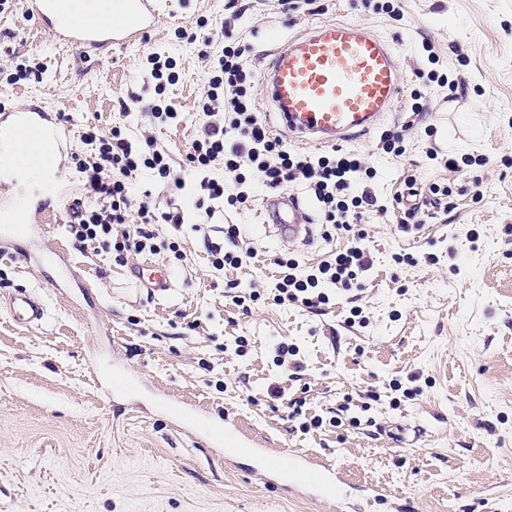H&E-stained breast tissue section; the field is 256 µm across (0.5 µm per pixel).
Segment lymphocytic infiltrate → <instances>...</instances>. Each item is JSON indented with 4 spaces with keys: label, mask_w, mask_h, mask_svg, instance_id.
I'll return each mask as SVG.
<instances>
[{
    "label": "lymphocytic infiltrate",
    "mask_w": 512,
    "mask_h": 512,
    "mask_svg": "<svg viewBox=\"0 0 512 512\" xmlns=\"http://www.w3.org/2000/svg\"><path fill=\"white\" fill-rule=\"evenodd\" d=\"M245 53V47L228 29L222 50L207 58V84L195 103L200 120L198 135L187 161L193 173L189 185L208 221L191 226L202 236L213 270L237 267L243 256L233 251L232 245L241 229L236 224H211L217 209L249 207L253 195L247 175L251 172L271 192L302 185L316 204L322 223L352 235L348 247L311 269L300 270L292 258L275 261L279 268L277 301L314 312L329 303V288L352 290L370 270L371 258L362 244L364 233L354 229L353 223L364 214L384 211L385 206L370 184L375 173L359 152L335 148L318 155L300 154L273 137L255 111L252 90L257 83L256 71L246 62ZM145 66L155 81L156 97L148 107L152 124L178 122L181 114L166 96L168 85L178 79L172 60L151 52L145 57ZM83 139L92 151L81 160L79 169L94 202L83 206L68 226L77 245L110 246L117 260L125 261L151 246L154 225L179 230L189 224L185 212H158L150 201H136L130 195L132 181L142 175L164 187L181 189L188 185L175 174L169 154L153 138L134 140L117 127L107 137L87 130ZM134 212L142 220L136 232H118V225L126 223Z\"/></svg>",
    "instance_id": "obj_1"
}]
</instances>
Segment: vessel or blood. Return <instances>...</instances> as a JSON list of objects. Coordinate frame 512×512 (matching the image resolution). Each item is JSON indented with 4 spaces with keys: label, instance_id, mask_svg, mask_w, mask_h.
Segmentation results:
<instances>
[{
    "label": "vessel or blood",
    "instance_id": "vessel-or-blood-1",
    "mask_svg": "<svg viewBox=\"0 0 512 512\" xmlns=\"http://www.w3.org/2000/svg\"><path fill=\"white\" fill-rule=\"evenodd\" d=\"M70 0H24L25 15L48 32L58 45L84 53H109L115 49L144 46L160 22V0H124L118 17L100 20L66 16ZM259 81L282 122L297 137L316 145L339 138H353L369 131L391 112L401 89V76L389 41L353 20L315 26L302 37L286 42L259 74ZM26 129L42 130L54 144L53 170L42 188L30 189L25 175L0 169V213L22 215L32 235H39L41 216L51 202L62 203L68 218H76L82 202L66 198L55 173L65 165L70 130L58 113L28 104L0 112V140ZM264 227L278 238L309 241L313 230L305 220L296 195L280 192L263 201ZM0 248L24 261L43 263L34 246H20L0 232ZM131 280L152 296L163 297L173 287L171 273L163 268L144 272L135 266ZM12 319L27 326L46 318L44 302L31 291L13 294L5 302ZM291 478L298 488L316 493L331 491L338 480L332 468L308 461L296 453Z\"/></svg>",
    "mask_w": 512,
    "mask_h": 512
}]
</instances>
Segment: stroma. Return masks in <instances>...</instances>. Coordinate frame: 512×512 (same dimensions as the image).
<instances>
[{"instance_id":"35a3bbf8","label":"stroma","mask_w":512,"mask_h":512,"mask_svg":"<svg viewBox=\"0 0 512 512\" xmlns=\"http://www.w3.org/2000/svg\"><path fill=\"white\" fill-rule=\"evenodd\" d=\"M167 0L146 50L85 58L59 47L22 16L23 0L0 10V64H38L7 87L5 106L35 101L72 129L64 191L90 202L77 162L91 152L85 128L113 127L157 141L183 165L197 136L194 103L206 85L205 53L216 51L225 24L263 67L285 42L315 25L355 20L392 41L402 89L384 125L406 128L405 153H380L378 129L345 141L376 172L378 196L415 190L417 201L447 189L448 205L412 234L398 232L396 208L368 220L373 260L362 290L337 293L321 312L275 300L276 257L293 253L302 267L348 244L325 240L314 205L308 243L269 237L260 199L215 214L242 224L241 266L213 271L201 238L158 228V262L175 286L163 298L128 280L129 263L78 248L63 208L44 217L33 266L0 254V303L18 289L43 298L42 325L15 324L0 306V512H336L335 502L267 483L250 470L247 449H267L287 464L293 450L322 460L343 478L360 512H512V0H405L391 20L360 0H322L317 14L286 13L278 0ZM430 40L444 68H461L468 94L446 103L425 90V118L410 93ZM172 58L178 81L166 94L179 123L155 126L145 108L155 82L145 51ZM465 64H458V57ZM128 112H120V104ZM433 126L434 138L424 134ZM436 147L438 159L427 156ZM486 156L484 168L448 171L445 157ZM435 253L436 263L424 262ZM418 257L400 265L395 254ZM68 267H61L60 259ZM247 299L238 307L232 296ZM295 345L306 370L291 381L276 365L277 343ZM286 389L276 397L274 386ZM416 386L407 398L403 388ZM302 400L319 426L303 431L289 399ZM208 412L213 426L230 418L242 453L226 456L204 435L179 426L186 411ZM381 490L378 500L366 489Z\"/></svg>"}]
</instances>
